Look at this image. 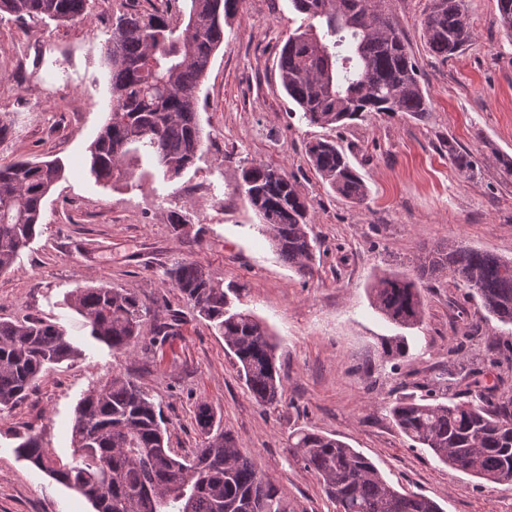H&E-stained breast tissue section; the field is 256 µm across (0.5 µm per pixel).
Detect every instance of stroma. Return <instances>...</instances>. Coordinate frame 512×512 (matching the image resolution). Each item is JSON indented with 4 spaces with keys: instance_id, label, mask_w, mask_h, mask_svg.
<instances>
[{
    "instance_id": "obj_1",
    "label": "stroma",
    "mask_w": 512,
    "mask_h": 512,
    "mask_svg": "<svg viewBox=\"0 0 512 512\" xmlns=\"http://www.w3.org/2000/svg\"><path fill=\"white\" fill-rule=\"evenodd\" d=\"M466 3L475 39L444 62L425 46L429 0H391L431 110L419 119L370 116L336 132L292 115L281 86L279 52L300 23L291 0H244L200 87L201 159L172 182L143 164L132 180L113 185L97 182L88 165L110 98L104 42L113 14L129 5L152 13L161 0H92L87 18L65 24L0 14V36L14 40L0 47V164L56 159L64 167L34 239L0 272V320L56 323L79 351L0 413V512H93L81 494L21 460L15 435H42L68 456L77 403L114 375L154 395L179 457L198 448L194 412L207 401L288 512L334 510L288 450L289 434L300 428L341 439L395 487L431 498L443 512H512V486L411 448L389 413L414 383L443 374L449 347L471 328L479 330L477 349L495 352L512 344V332L486 321L466 288L443 285L425 292L424 322L405 333L409 353L399 358L384 345L400 332L368 295L375 276L412 268L439 243L512 259V175L495 158L512 156V39L497 24L496 0ZM330 136L368 185L365 204L349 203L310 166L306 144ZM452 141L477 160L473 178L450 164ZM253 163L284 169L311 200L318 241L311 274L288 268L256 231L260 218L236 190L242 167ZM174 212L187 222L184 233L170 224ZM185 259L224 287L243 288V308L274 336L285 390L278 407L255 403L223 338L171 288L167 272ZM102 284L135 293L152 314L130 351L93 339L67 303L73 289ZM173 312V336L155 341V323Z\"/></svg>"
}]
</instances>
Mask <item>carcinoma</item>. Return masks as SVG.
Here are the masks:
<instances>
[{"instance_id": "cac0c4a2", "label": "carcinoma", "mask_w": 512, "mask_h": 512, "mask_svg": "<svg viewBox=\"0 0 512 512\" xmlns=\"http://www.w3.org/2000/svg\"><path fill=\"white\" fill-rule=\"evenodd\" d=\"M90 0H0V12L18 19L80 21ZM175 13L122 11L112 18L105 48L110 104L89 146V172L112 183L132 175L143 160L172 181L203 146L197 92L224 42V19L243 0H174ZM498 21L512 37V0H496ZM302 23L279 54L281 85L311 125L341 129L368 116L431 111L417 61L389 14V0H291ZM430 55L446 61L471 45L474 32L465 0H430L423 18ZM313 170L352 204L369 190L334 140L306 145ZM448 160L474 176L473 156L448 141ZM54 161L0 165V272L9 270L35 237L46 197L62 178ZM237 190L262 223L255 225L288 267L311 268L317 248L310 236L311 201L277 167L242 170ZM173 288L196 316L224 338L249 392L261 407L282 401L276 345L267 327L234 305L241 289L224 287L195 261L168 273ZM469 289L498 323L512 326V259L459 243L440 244L419 256L410 272H388L369 286L371 307L386 321L415 329L424 317L422 292L446 282ZM114 351H128L150 317L136 294L86 286L67 296ZM78 356L59 325L44 320L0 321V413L23 398L40 374ZM488 365L465 355L441 377L419 383L418 395L393 401L389 412L413 447L488 483L512 476V397L498 395L504 362ZM194 418L201 433L189 459L174 457L152 395L134 381L113 376L78 402L71 456L61 458L40 435H26L19 456L66 488L81 493L94 512H287L256 463L234 437L215 428L205 401ZM291 455L322 484L336 512H442L432 499L394 488L366 456L347 443L306 429L288 435Z\"/></svg>"}]
</instances>
